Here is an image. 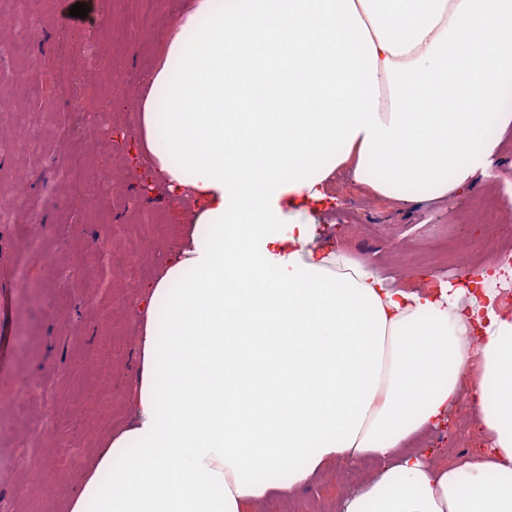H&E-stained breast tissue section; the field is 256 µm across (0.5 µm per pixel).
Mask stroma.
Listing matches in <instances>:
<instances>
[{
	"instance_id": "1",
	"label": "stroma",
	"mask_w": 512,
	"mask_h": 512,
	"mask_svg": "<svg viewBox=\"0 0 512 512\" xmlns=\"http://www.w3.org/2000/svg\"><path fill=\"white\" fill-rule=\"evenodd\" d=\"M79 1L89 13L71 19ZM192 5L155 0L154 23L143 26L140 0H0V512H67L79 474L125 421L138 326L123 283L150 280L167 246L131 222L141 208L135 185L161 179L150 153L128 156L141 132L124 117L147 93L161 58L155 42H168ZM18 110L49 136L14 122ZM74 158L87 164L88 188L66 187ZM331 193L333 205L308 222L407 275L432 266L458 278L487 261L494 225H512V209L500 207L487 221L468 218L481 198L511 196L512 178L479 175L455 197L404 205L343 172ZM349 207L357 223L341 218ZM444 224L455 227L449 264L426 242ZM93 394L111 401L107 419L89 416ZM28 459L42 479L25 470ZM375 470L332 464L291 498L334 504Z\"/></svg>"
}]
</instances>
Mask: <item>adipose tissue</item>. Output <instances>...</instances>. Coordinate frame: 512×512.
Masks as SVG:
<instances>
[{
	"label": "adipose tissue",
	"mask_w": 512,
	"mask_h": 512,
	"mask_svg": "<svg viewBox=\"0 0 512 512\" xmlns=\"http://www.w3.org/2000/svg\"><path fill=\"white\" fill-rule=\"evenodd\" d=\"M167 53L141 136L202 206L136 296L129 419L70 512H249L369 458L340 512H512V254L462 288L297 220L341 168L405 203L491 175L512 0H194ZM462 398L489 444L436 466L417 445Z\"/></svg>",
	"instance_id": "adipose-tissue-1"
}]
</instances>
